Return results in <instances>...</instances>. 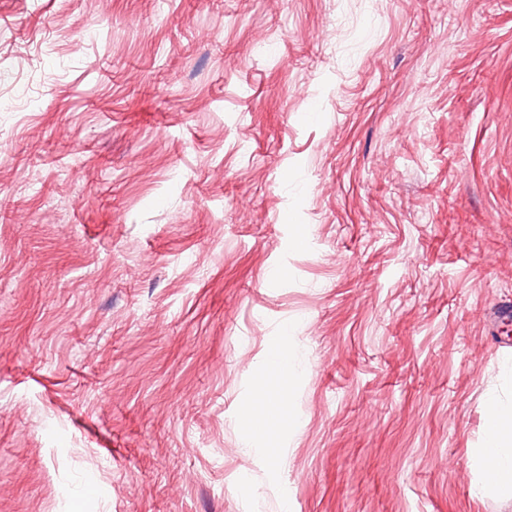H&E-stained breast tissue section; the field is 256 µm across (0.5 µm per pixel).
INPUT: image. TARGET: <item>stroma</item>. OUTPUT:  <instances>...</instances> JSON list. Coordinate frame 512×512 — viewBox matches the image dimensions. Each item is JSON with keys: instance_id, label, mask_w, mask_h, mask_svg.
<instances>
[{"instance_id": "1", "label": "stroma", "mask_w": 512, "mask_h": 512, "mask_svg": "<svg viewBox=\"0 0 512 512\" xmlns=\"http://www.w3.org/2000/svg\"><path fill=\"white\" fill-rule=\"evenodd\" d=\"M2 103L0 512H512V0H0ZM268 363L273 381L262 383L255 389L257 407L249 414V424L261 430L269 428L273 421L283 418V404L279 384L292 377V363L288 354V336H276L268 345ZM278 402L277 416L270 420L269 404ZM512 404L490 398L485 421V443L473 463L490 480L477 486L479 496L489 488L498 496L512 499Z\"/></svg>"}]
</instances>
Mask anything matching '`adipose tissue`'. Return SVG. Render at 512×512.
Instances as JSON below:
<instances>
[{
	"mask_svg": "<svg viewBox=\"0 0 512 512\" xmlns=\"http://www.w3.org/2000/svg\"><path fill=\"white\" fill-rule=\"evenodd\" d=\"M268 363L272 380L255 389L257 407L249 415L252 427L268 429L269 405L280 400V384L292 377V363L288 354V339L276 337L268 346ZM474 464L485 471L488 484L479 485L478 493L493 490L498 496L512 499V404L489 399L485 421V443L474 459Z\"/></svg>",
	"mask_w": 512,
	"mask_h": 512,
	"instance_id": "ef3b65f1",
	"label": "adipose tissue"
}]
</instances>
